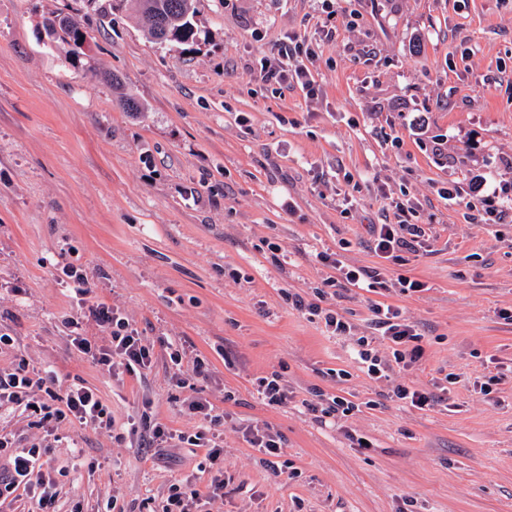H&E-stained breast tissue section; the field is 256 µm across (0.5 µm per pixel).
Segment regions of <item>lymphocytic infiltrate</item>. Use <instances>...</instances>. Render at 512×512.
I'll use <instances>...</instances> for the list:
<instances>
[{
    "label": "lymphocytic infiltrate",
    "mask_w": 512,
    "mask_h": 512,
    "mask_svg": "<svg viewBox=\"0 0 512 512\" xmlns=\"http://www.w3.org/2000/svg\"><path fill=\"white\" fill-rule=\"evenodd\" d=\"M303 53L299 43L292 41L285 44L277 63L262 65L265 81H289L307 93H314L311 72L300 61ZM422 235L423 231L418 225L403 220L395 224H378L374 227L371 249L382 259L396 261L402 253L416 251ZM91 316L98 327L109 331L110 342L101 345L92 341L85 334L82 318H69L68 325L73 333L71 341L81 354L117 373H141L150 368L153 358L150 347L117 310L100 302L92 308ZM371 324L382 338L392 343L395 363L406 367L420 357L421 335L398 308L388 304L374 305ZM51 382V376L30 370L23 362L18 363L11 372H0V408H24L49 431L53 430L55 424L64 421L111 428L112 414L95 391L76 383L61 395L52 390ZM189 407L208 421V428L179 434L162 422L148 419L144 422V446L148 449L164 448L170 441L176 440L205 449L207 461L210 465H217L223 448L210 427L219 423L221 417L215 413L213 406L199 400L191 401ZM2 452L7 453L9 466L5 473H0V503L16 499L18 492L22 491L36 497L40 512H55L53 488L56 480L51 470L45 469L41 462L45 448L37 444L18 448L9 435L0 434Z\"/></svg>",
    "instance_id": "f902f5d3"
}]
</instances>
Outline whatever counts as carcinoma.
Returning a JSON list of instances; mask_svg holds the SVG:
<instances>
[{"label": "carcinoma", "instance_id": "1", "mask_svg": "<svg viewBox=\"0 0 512 512\" xmlns=\"http://www.w3.org/2000/svg\"><path fill=\"white\" fill-rule=\"evenodd\" d=\"M196 0H138L143 21L151 37L160 42L179 45L196 40L193 24ZM48 33L62 38L70 47L73 63L86 56L87 32L84 21L75 15L68 18L53 16L45 20Z\"/></svg>", "mask_w": 512, "mask_h": 512}]
</instances>
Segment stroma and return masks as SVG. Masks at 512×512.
Segmentation results:
<instances>
[{
  "label": "stroma",
  "mask_w": 512,
  "mask_h": 512,
  "mask_svg": "<svg viewBox=\"0 0 512 512\" xmlns=\"http://www.w3.org/2000/svg\"><path fill=\"white\" fill-rule=\"evenodd\" d=\"M196 7L199 40L182 48L152 42L132 0H0V335L13 339L0 371L26 362L60 394L82 383L114 419L51 435L1 410L0 430L47 447L57 512H141L186 479L208 491L204 449L145 457L130 432L146 408L195 431L191 398L224 414V491L207 512H512V0ZM55 11L85 21L81 65L46 34ZM290 38L312 51L314 95L260 74ZM404 200L424 244L381 260L372 227L397 223ZM325 252L380 268L388 290L348 286ZM68 264L84 299L58 274ZM400 277L424 291L400 293ZM295 294L343 315L349 335L294 310ZM100 301L152 345L149 370L115 376L73 347L66 318ZM379 302L420 327L422 353L374 380L353 348ZM274 371L281 405L254 389ZM400 383L447 384L448 403L411 408ZM318 392L355 408L321 423L305 408ZM250 427L278 434L276 466Z\"/></svg>",
  "instance_id": "1"
}]
</instances>
